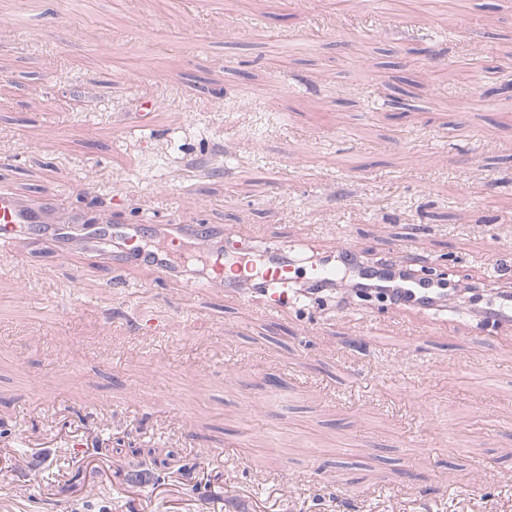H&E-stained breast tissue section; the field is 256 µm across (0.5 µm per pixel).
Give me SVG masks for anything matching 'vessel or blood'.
Listing matches in <instances>:
<instances>
[{"instance_id": "obj_1", "label": "vessel or blood", "mask_w": 512, "mask_h": 512, "mask_svg": "<svg viewBox=\"0 0 512 512\" xmlns=\"http://www.w3.org/2000/svg\"><path fill=\"white\" fill-rule=\"evenodd\" d=\"M59 209L57 198L1 187L0 245L26 237L47 244L58 258L78 247L98 256L110 275L144 269L162 283L234 295L240 305H259L269 317L283 316L300 304L298 286L314 296L338 288L354 293L365 273L385 283L381 295L391 304L435 319L448 313V293L440 278L419 275L413 261L400 253L382 264H367L359 247L344 235L333 249L315 251L309 260L297 258L288 247L253 241L244 243L242 253L229 254L224 243L236 237L231 224H183L172 212L139 224H114L97 215L62 219ZM498 299V305L473 308L469 321L496 330L511 325L512 294H499Z\"/></svg>"}]
</instances>
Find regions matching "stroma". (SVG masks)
I'll return each mask as SVG.
<instances>
[{
    "label": "stroma",
    "instance_id": "35a3bbf8",
    "mask_svg": "<svg viewBox=\"0 0 512 512\" xmlns=\"http://www.w3.org/2000/svg\"><path fill=\"white\" fill-rule=\"evenodd\" d=\"M338 0H0V155L16 154L11 187L55 196L76 214L123 202L122 223L179 207L182 223L234 224L298 242L321 230L365 247L369 260L407 243L414 257L495 289V263L512 272V96H486L498 74L458 76L470 38L488 56L512 54V0H396L400 25L375 35L371 9L329 30ZM477 27L463 26V14ZM439 34L441 80L418 87L415 41L404 27ZM163 73L169 96L188 97L155 113L124 96L128 78ZM98 85L96 97L82 87ZM34 84L48 93L31 94ZM370 96L402 86L406 114L373 109ZM254 107L244 110L243 99ZM103 153L89 189L83 168ZM279 188L278 211L266 209ZM28 263L39 298L22 297L10 269ZM108 289L85 253L58 262L20 242L0 251V512H346L349 463L378 486L354 512H512V326L479 331L456 319L373 305L376 335L350 349L354 324L329 305L297 344L299 316L278 320L233 299L178 296L131 271ZM183 314L162 335L110 322L113 308ZM280 380L272 414L245 420ZM103 404L98 417L85 398ZM435 412L421 423L418 402ZM253 434L238 438L245 424ZM423 447H413L415 438ZM177 443L184 474L110 450ZM494 468L486 493L439 484L423 497L417 474L456 465ZM324 463L320 485L283 492L282 472Z\"/></svg>",
    "mask_w": 512,
    "mask_h": 512
}]
</instances>
